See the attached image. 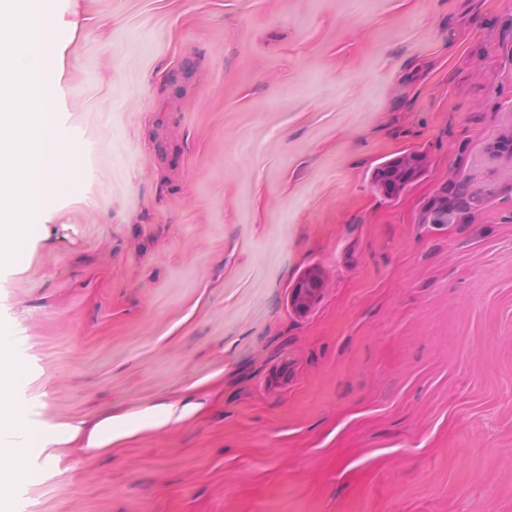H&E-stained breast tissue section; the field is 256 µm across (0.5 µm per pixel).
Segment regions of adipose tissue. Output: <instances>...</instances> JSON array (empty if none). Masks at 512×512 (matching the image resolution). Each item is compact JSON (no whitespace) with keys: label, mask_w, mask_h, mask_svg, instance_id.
<instances>
[{"label":"adipose tissue","mask_w":512,"mask_h":512,"mask_svg":"<svg viewBox=\"0 0 512 512\" xmlns=\"http://www.w3.org/2000/svg\"><path fill=\"white\" fill-rule=\"evenodd\" d=\"M28 379L24 361L0 346V512H5L9 492L16 482L40 480V473L30 466L32 449L78 440L86 450L105 452L113 444L132 438L146 428L180 423L197 409L196 404L181 402L144 410L136 418L126 413H111L87 432L70 422L42 427L31 420L26 406L15 395L16 389Z\"/></svg>","instance_id":"obj_1"}]
</instances>
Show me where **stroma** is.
I'll list each match as a JSON object with an SVG mask.
<instances>
[{"mask_svg":"<svg viewBox=\"0 0 512 512\" xmlns=\"http://www.w3.org/2000/svg\"><path fill=\"white\" fill-rule=\"evenodd\" d=\"M82 166L0 329L41 423L169 400L13 512H512V0H58ZM424 154L394 201L380 162ZM497 194L421 223L454 173ZM321 274L300 315L290 292Z\"/></svg>","mask_w":512,"mask_h":512,"instance_id":"35a3bbf8","label":"stroma"}]
</instances>
